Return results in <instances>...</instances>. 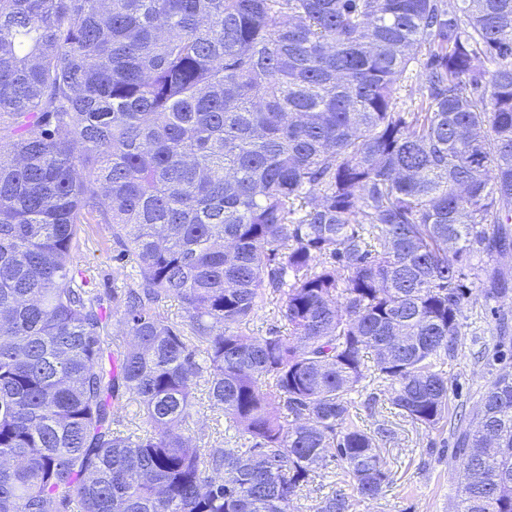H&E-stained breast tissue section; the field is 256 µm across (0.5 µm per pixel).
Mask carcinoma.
<instances>
[{"label": "carcinoma", "mask_w": 512, "mask_h": 512, "mask_svg": "<svg viewBox=\"0 0 512 512\" xmlns=\"http://www.w3.org/2000/svg\"><path fill=\"white\" fill-rule=\"evenodd\" d=\"M82 224L135 257L110 293ZM507 252L512 0H0V512H290L330 462L378 497L351 394L446 419ZM273 299L289 336L243 334ZM201 383L238 447L189 434ZM473 423L458 512H512L511 375Z\"/></svg>", "instance_id": "obj_1"}]
</instances>
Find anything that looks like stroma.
<instances>
[{
  "label": "stroma",
  "mask_w": 512,
  "mask_h": 512,
  "mask_svg": "<svg viewBox=\"0 0 512 512\" xmlns=\"http://www.w3.org/2000/svg\"><path fill=\"white\" fill-rule=\"evenodd\" d=\"M85 240L77 256L79 267L90 270L93 288L112 289V277L120 269H131L132 258L115 260L110 234L102 224L82 227ZM512 302L486 298L479 284H471L462 321L463 336L455 357L448 361V415L446 423L429 429L399 415L386 394L369 384L367 391L353 395L352 420L368 432L380 427L391 434L379 443L380 456L392 481L378 498L355 502L353 512H456L462 472L454 444L459 414H474L486 387L496 378L512 374V330L500 334L502 313ZM191 428L199 446L217 442L234 446L235 431L220 419L205 386L195 390ZM341 474L336 464L317 468L315 478L294 502V512H312L315 504L339 488Z\"/></svg>",
  "instance_id": "35a3bbf8"
}]
</instances>
